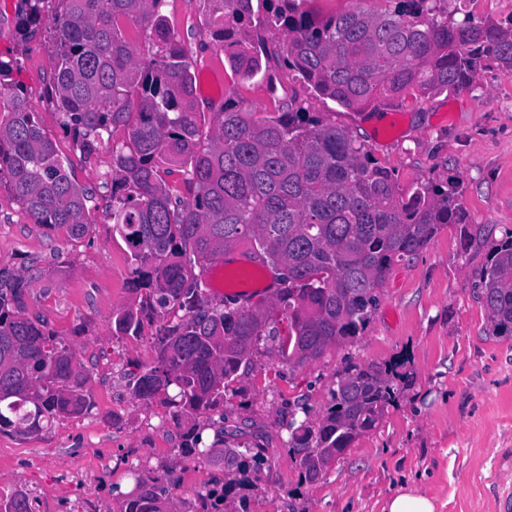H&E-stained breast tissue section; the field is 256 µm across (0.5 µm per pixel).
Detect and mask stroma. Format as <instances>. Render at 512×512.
I'll return each mask as SVG.
<instances>
[{
    "mask_svg": "<svg viewBox=\"0 0 512 512\" xmlns=\"http://www.w3.org/2000/svg\"><path fill=\"white\" fill-rule=\"evenodd\" d=\"M21 9V0H0V55L17 57L13 81L26 88L42 131L69 158L72 179L91 191L90 226L79 240L44 230L0 190V267H41L28 310L73 345L89 375L88 408L27 438L0 432V497L25 490L31 512H124L137 477H172V512H199L202 494L230 477L223 464L184 454L174 407L132 394L139 368L156 358L155 328L146 325L135 338L112 334L113 309L138 298L131 252L110 218L112 154L104 148L84 160L64 135L46 99L50 35L39 28L20 39ZM205 10V0L165 6L195 74L220 77L218 99L199 94L202 111H220L229 97L260 113L304 103L363 143L391 172L400 198L424 182H458L469 221L481 231L466 246L455 226H444L417 256L395 264L353 342L301 366L287 364L274 343H259L226 387L221 410L198 417L206 442L235 430L234 446L265 450L249 483L228 496L227 512H383L405 481L434 498L437 512H503L498 494L512 490V337L492 335L478 275L492 244L512 231V76L487 62L461 91L353 112L316 96L281 65V36L273 30L258 32L265 42L260 74L237 75L204 32ZM395 364L411 372V386L323 479L302 482L289 423L320 419L349 367Z\"/></svg>",
    "mask_w": 512,
    "mask_h": 512,
    "instance_id": "obj_1",
    "label": "stroma"
}]
</instances>
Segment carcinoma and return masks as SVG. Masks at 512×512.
<instances>
[{
	"mask_svg": "<svg viewBox=\"0 0 512 512\" xmlns=\"http://www.w3.org/2000/svg\"><path fill=\"white\" fill-rule=\"evenodd\" d=\"M18 17L25 37L45 26L54 65L48 97L61 128L89 159L112 149V223L131 250L130 284L137 304L112 312V335L136 337L144 323L168 316L156 335L157 357L132 383V394L160 395L184 425L183 451L224 463L248 481L249 461L237 449L205 447L195 416L224 403L226 384L264 336L281 356L301 365L364 330L375 290L392 267L413 258L445 224L472 241L458 185L422 183L397 196L392 174L348 130L301 105L255 116L226 99L203 134L191 62L171 30L166 0H25ZM206 33L235 73L261 72V44L251 39L253 0H206ZM307 0H263L265 23L284 32L280 57L313 91L352 112L470 87L486 62L512 75V17L460 21L439 0H389L383 13L356 10L313 16ZM18 61L0 57V188L32 223L65 227L79 239L88 229L89 192L75 184L55 143L41 131L27 92L3 84ZM241 246L274 273L273 307L206 295L205 270ZM41 274L0 269V431L32 435L59 417L87 408L89 376L75 350L47 322L28 314L30 284ZM494 336H512V232L494 245L480 273ZM288 320L280 333L274 313ZM409 375L368 366L332 392L321 419L291 422L288 447L309 480L357 438L376 428ZM137 477L124 512H164L170 487ZM229 489L202 496L204 512H224ZM0 512H30L20 491Z\"/></svg>",
	"mask_w": 512,
	"mask_h": 512,
	"instance_id": "carcinoma-1",
	"label": "carcinoma"
}]
</instances>
